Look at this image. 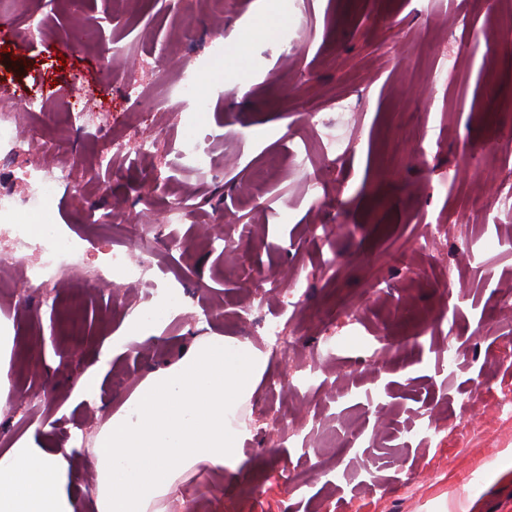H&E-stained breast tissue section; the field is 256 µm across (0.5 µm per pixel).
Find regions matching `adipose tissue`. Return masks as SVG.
<instances>
[{
  "instance_id": "ef3b65f1",
  "label": "adipose tissue",
  "mask_w": 512,
  "mask_h": 512,
  "mask_svg": "<svg viewBox=\"0 0 512 512\" xmlns=\"http://www.w3.org/2000/svg\"><path fill=\"white\" fill-rule=\"evenodd\" d=\"M267 365L252 343L197 337L184 355L150 373L94 438L84 466L86 495L64 453L21 443L0 454V512H167L189 475L224 467L252 430L238 412Z\"/></svg>"
}]
</instances>
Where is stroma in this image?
<instances>
[{
  "label": "stroma",
  "mask_w": 512,
  "mask_h": 512,
  "mask_svg": "<svg viewBox=\"0 0 512 512\" xmlns=\"http://www.w3.org/2000/svg\"><path fill=\"white\" fill-rule=\"evenodd\" d=\"M14 33L0 38V89L15 100L43 96L42 110L0 109L44 140L0 166L7 224L32 223L21 198L27 174L69 172L43 213L80 252L52 273L51 304L23 275L19 253L0 286V315L15 336L10 378L17 395L0 408V453L22 440L71 459L77 436L95 433L116 396L177 361L195 337L220 333L262 347L241 319L277 312L269 281L307 280L292 323L290 358L272 357L251 401L252 436L215 489L200 471L183 484L204 512H512V420L496 419L494 394L512 388V210H469L489 180L512 181V0H0ZM277 23L268 34L263 19ZM480 34L471 52L468 36ZM454 56L463 82L438 75V51ZM496 61L500 80L489 89ZM187 72L208 103L172 92ZM347 95L356 112L333 107ZM107 113L105 138L76 132L55 147L70 106ZM318 112L336 124L339 152L326 154ZM201 136L213 157L197 168L181 151ZM423 159H413L419 138ZM128 151L104 157L105 139ZM455 191H448V179ZM184 207L183 222L168 213ZM159 240L146 288L97 275L137 225ZM442 251H415L435 225ZM234 243L224 251L223 238ZM181 283L188 307L145 341L127 337L147 288ZM345 337L343 347L327 345ZM118 343L98 367L107 340ZM453 345L456 362L443 348ZM318 360L328 386L300 391V411L277 443L268 431L296 367ZM98 367V397L72 396ZM476 418L461 438L460 416ZM345 421L361 442L337 452Z\"/></svg>",
  "instance_id": "stroma-1"
}]
</instances>
